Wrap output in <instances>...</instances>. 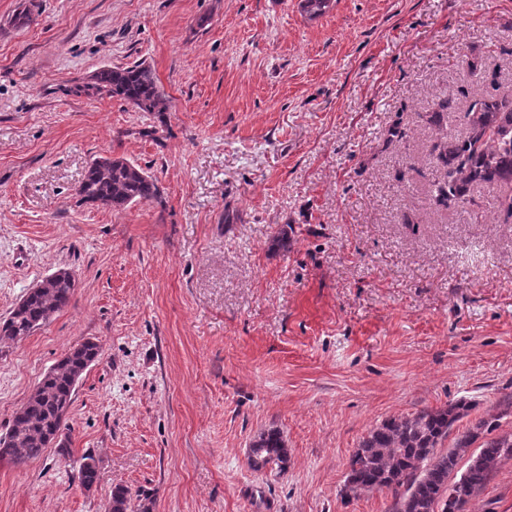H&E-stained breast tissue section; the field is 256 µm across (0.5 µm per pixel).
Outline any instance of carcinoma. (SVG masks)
Returning <instances> with one entry per match:
<instances>
[{
    "mask_svg": "<svg viewBox=\"0 0 512 512\" xmlns=\"http://www.w3.org/2000/svg\"><path fill=\"white\" fill-rule=\"evenodd\" d=\"M77 91L119 99L140 112L167 108L153 69L143 61L125 67L104 66ZM465 118L464 138L450 139L443 133L433 145L437 164L446 169V178L434 183L433 193L437 204L461 208L473 222L482 223L486 214L471 208V188L512 183V99H476ZM77 195L86 204L104 203L124 210L157 199L160 190L152 176L127 159L108 165L96 159L88 166ZM72 294L73 287L65 278L46 291H28L8 318L0 321V343L29 335L63 309ZM99 355V347L83 343L43 376L16 412L9 430L0 435V460L21 467L43 455L45 435L64 426L61 419L73 396L72 375ZM472 410L473 404L460 398L445 407L392 417L375 426L349 458L346 493L357 496L388 490L393 498L391 512H467L470 501L491 481L498 462L512 459V429H502V420L512 415V398L468 422L457 431L452 446L443 449L450 433ZM464 458L467 465L461 472ZM287 460L288 448L277 429L262 433L251 445L249 466L256 472L282 471ZM97 472L95 456L84 454L77 470L84 490L93 488ZM105 512H152V501L143 492L116 486Z\"/></svg>",
    "mask_w": 512,
    "mask_h": 512,
    "instance_id": "obj_1",
    "label": "carcinoma"
}]
</instances>
